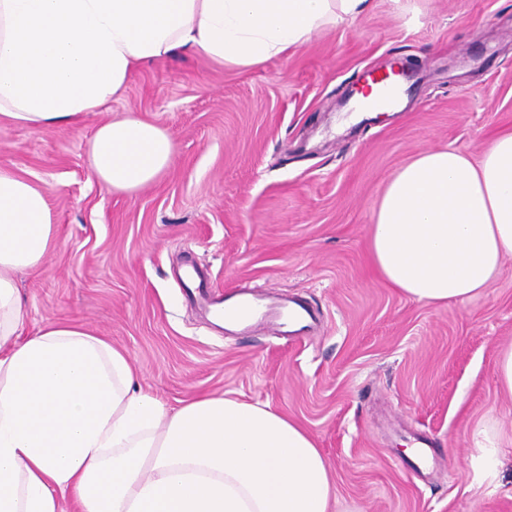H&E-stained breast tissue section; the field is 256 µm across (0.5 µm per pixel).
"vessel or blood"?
Wrapping results in <instances>:
<instances>
[{"label": "vessel or blood", "mask_w": 512, "mask_h": 512, "mask_svg": "<svg viewBox=\"0 0 512 512\" xmlns=\"http://www.w3.org/2000/svg\"><path fill=\"white\" fill-rule=\"evenodd\" d=\"M181 285L187 294L205 305L221 306L225 329L248 330L264 326L271 334L298 336L312 332L316 317L304 304L292 299H272L264 294H253L250 299L238 300L234 295H225L216 300L202 272L186 273Z\"/></svg>", "instance_id": "1"}]
</instances>
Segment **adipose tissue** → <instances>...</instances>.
<instances>
[{
	"instance_id": "1",
	"label": "adipose tissue",
	"mask_w": 512,
	"mask_h": 512,
	"mask_svg": "<svg viewBox=\"0 0 512 512\" xmlns=\"http://www.w3.org/2000/svg\"><path fill=\"white\" fill-rule=\"evenodd\" d=\"M366 0H0V123L43 128L101 111L132 70L177 50L247 69L355 21ZM166 133L100 125L90 168L132 192L170 163ZM57 245L44 189L0 167V512H335L311 434L270 405L199 395L174 410L127 353L83 325L27 333L18 274ZM380 277L434 305L480 295L512 258V133L479 161L427 149L387 184L369 230Z\"/></svg>"
}]
</instances>
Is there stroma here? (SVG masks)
Here are the masks:
<instances>
[{"instance_id":"obj_1","label":"stroma","mask_w":512,"mask_h":512,"mask_svg":"<svg viewBox=\"0 0 512 512\" xmlns=\"http://www.w3.org/2000/svg\"><path fill=\"white\" fill-rule=\"evenodd\" d=\"M390 61L410 64L396 110L345 124L344 96ZM126 112L162 128L168 167L126 193L93 175L87 145ZM512 132V0H371L354 23L285 56L230 69L183 51L135 69L108 111L0 126V167L43 188L58 245L19 274L29 329L77 321L126 351L170 407L197 394L270 404L327 458L347 512H512V259L478 297L434 306L387 285L369 226L422 150L479 159ZM215 293L298 296L306 336L225 334L178 280ZM497 426V463L477 433ZM495 372L501 390L512 396V345L499 350Z\"/></svg>"}]
</instances>
